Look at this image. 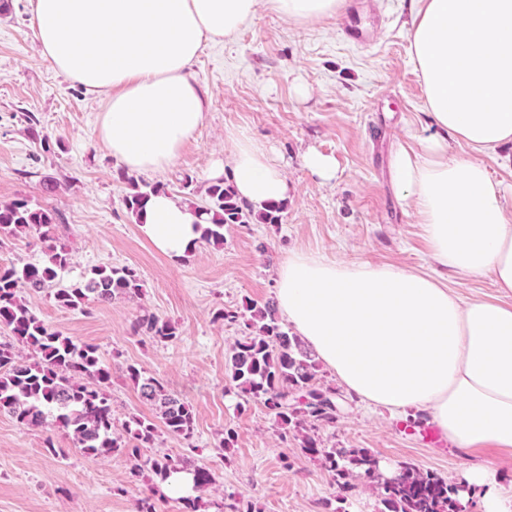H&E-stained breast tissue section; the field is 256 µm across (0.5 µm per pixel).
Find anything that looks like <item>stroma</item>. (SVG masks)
<instances>
[{
	"label": "stroma",
	"mask_w": 512,
	"mask_h": 512,
	"mask_svg": "<svg viewBox=\"0 0 512 512\" xmlns=\"http://www.w3.org/2000/svg\"><path fill=\"white\" fill-rule=\"evenodd\" d=\"M361 22L372 30L369 47L340 38L343 17L314 24L289 21L262 0L235 37L203 43L193 66L207 99L195 140L163 172L136 179L168 187L178 202L201 204L206 172L223 156L228 132L242 130L263 143L293 188L276 224H228L224 243H199L173 261L140 232L123 199L130 192L121 165L100 142L97 121L106 100L55 71L43 59L30 24L27 0H7L0 11V203L25 198L59 211L56 235L71 255L60 284L81 281L95 266L125 265L144 281L140 298H113L86 311L58 308L49 293L26 298L52 329L98 346L112 373L114 430L129 415L154 416L127 380L134 364L158 378L194 411V451L160 435V453L187 454L215 479L207 503L233 494L257 512H332V479L305 454L292 433L279 428L258 403L239 407L227 393L230 346L246 336L242 323L214 320L217 310L245 312L272 300L279 264L293 252L338 261H371L442 276L462 299L497 294L491 277L458 278L435 265L413 210L389 178V158L411 137L428 133L422 87L407 31L413 0H358ZM34 113L39 139L23 119ZM317 150L333 156L336 176L325 180L303 164ZM61 182L45 193L41 177ZM193 180L182 189L184 177ZM150 313L178 329L160 344L135 336L130 326ZM410 425L380 408L348 398L335 427L320 430L325 447L366 448L385 470L400 462L454 478L484 454L422 443ZM234 445L221 449L225 431ZM59 455L47 451V443ZM127 487L124 496L114 487ZM145 481L130 482L123 456L86 460L53 419L25 426L0 413V512H133Z\"/></svg>",
	"instance_id": "1"
}]
</instances>
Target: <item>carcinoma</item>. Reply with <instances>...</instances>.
<instances>
[{
  "mask_svg": "<svg viewBox=\"0 0 512 512\" xmlns=\"http://www.w3.org/2000/svg\"><path fill=\"white\" fill-rule=\"evenodd\" d=\"M122 178L132 187L124 198L125 208L137 218L149 196L163 187L140 185L125 174ZM199 209L209 215L208 224L200 227V240L221 246L224 225L277 224L283 204L274 203L256 212L240 202L232 184L219 180L208 186L207 201ZM60 220L59 212L24 198L0 204V241L35 233L46 255L43 263L20 269L0 267V327L12 337L10 342H0V413L7 412L27 426H38L52 417L91 462L124 456L133 480L147 475L155 481L149 494L136 500L135 512H158L155 486L179 473L188 475L191 493L175 498L178 512H202L201 493L214 481L208 469L185 457L142 454V449L153 447L161 431L184 441L193 437L190 404L130 364L127 377L143 401L156 407L160 424L133 414L125 421L123 433H115L112 401L106 391L112 374L98 347L77 343L51 329L25 302L24 295L49 289L59 306L83 312L93 303H110L117 296L142 295L143 281L127 266H99L82 284L55 287L58 272L70 264L69 250L57 244ZM246 311L251 334L235 341L226 359L230 388L237 390L243 401L262 404L281 429L293 430L305 453L331 474L338 500L346 501L363 485L377 493L383 506L380 512H463L461 493L465 487L452 479L402 463L395 482L389 483L378 476L377 459L369 450L323 447L317 432L338 422L336 389L318 382V362L298 336L282 328L272 303H251ZM131 332L160 342L176 338L174 324L154 314L136 319ZM19 345L32 349L36 358L21 355Z\"/></svg>",
  "mask_w": 512,
  "mask_h": 512,
  "instance_id": "obj_1",
  "label": "carcinoma"
}]
</instances>
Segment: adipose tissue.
<instances>
[{
    "mask_svg": "<svg viewBox=\"0 0 512 512\" xmlns=\"http://www.w3.org/2000/svg\"><path fill=\"white\" fill-rule=\"evenodd\" d=\"M260 0H28L44 60L92 93H108L97 134L133 172L164 171L195 139L206 103L193 74L203 41L234 37ZM313 23L346 0H267ZM411 58L432 131L396 149L390 175L414 209L431 258L457 276H491L495 299L461 301L423 271L288 255L277 269L281 318L349 396L391 414L425 413L456 448L512 452V214L481 154L512 143V0H417ZM231 149L209 180L230 178L255 210L288 200V178L256 139ZM466 153H449V141ZM205 214L167 192L138 227L171 260L194 250ZM458 480L484 488L482 512H508L512 489L493 465Z\"/></svg>",
    "mask_w": 512,
    "mask_h": 512,
    "instance_id": "adipose-tissue-1",
    "label": "adipose tissue"
}]
</instances>
